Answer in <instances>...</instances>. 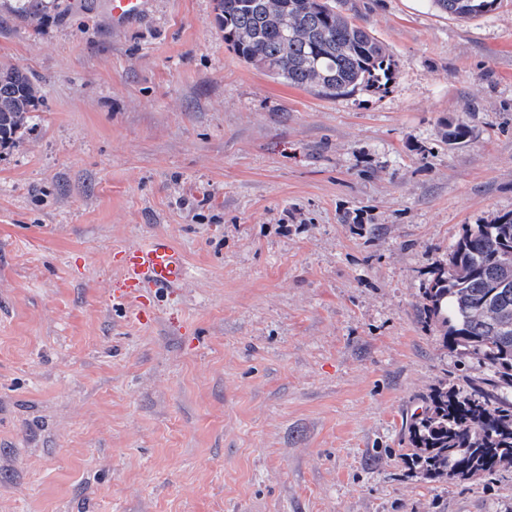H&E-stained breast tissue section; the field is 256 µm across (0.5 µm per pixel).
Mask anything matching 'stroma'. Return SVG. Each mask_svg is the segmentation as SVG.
<instances>
[{
    "mask_svg": "<svg viewBox=\"0 0 512 512\" xmlns=\"http://www.w3.org/2000/svg\"><path fill=\"white\" fill-rule=\"evenodd\" d=\"M214 7L36 29L0 0V62L43 94L0 150V512H512V469L403 460L430 390L487 373L419 300L512 213V0H342L397 71L340 97L244 62ZM156 236L187 274L137 320L112 284ZM432 6L459 19L488 15L496 9L498 0H431Z\"/></svg>",
    "mask_w": 512,
    "mask_h": 512,
    "instance_id": "obj_1",
    "label": "stroma"
}]
</instances>
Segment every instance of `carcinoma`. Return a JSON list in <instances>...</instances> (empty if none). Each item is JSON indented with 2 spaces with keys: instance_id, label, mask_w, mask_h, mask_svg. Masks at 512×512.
I'll use <instances>...</instances> for the list:
<instances>
[{
  "instance_id": "carcinoma-1",
  "label": "carcinoma",
  "mask_w": 512,
  "mask_h": 512,
  "mask_svg": "<svg viewBox=\"0 0 512 512\" xmlns=\"http://www.w3.org/2000/svg\"><path fill=\"white\" fill-rule=\"evenodd\" d=\"M459 19L485 16L498 0H431ZM68 0H18L39 28ZM215 26L251 65L328 96L381 91L395 75L386 46L345 15L336 0H215ZM41 101L39 82L0 63V149L18 143ZM420 317L452 350L476 357L488 379L456 390L440 384L408 427L406 461L426 480H492L512 468V213L466 224L448 263L420 289Z\"/></svg>"
}]
</instances>
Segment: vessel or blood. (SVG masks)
Wrapping results in <instances>:
<instances>
[{"label":"vessel or blood","instance_id":"b4317fda","mask_svg":"<svg viewBox=\"0 0 512 512\" xmlns=\"http://www.w3.org/2000/svg\"><path fill=\"white\" fill-rule=\"evenodd\" d=\"M151 0H109L112 23L126 26L147 14ZM187 272L181 252L165 238L146 245L128 247L124 252L122 273L114 282L115 293L133 307H142V293L160 292L181 285Z\"/></svg>","mask_w":512,"mask_h":512}]
</instances>
